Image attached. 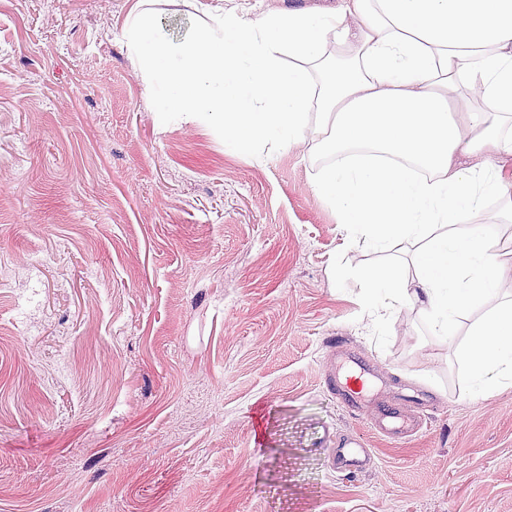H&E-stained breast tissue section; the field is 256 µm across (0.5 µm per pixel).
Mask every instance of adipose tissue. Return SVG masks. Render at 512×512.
<instances>
[{
    "label": "adipose tissue",
    "mask_w": 512,
    "mask_h": 512,
    "mask_svg": "<svg viewBox=\"0 0 512 512\" xmlns=\"http://www.w3.org/2000/svg\"><path fill=\"white\" fill-rule=\"evenodd\" d=\"M121 36L159 122L208 121L233 151L317 139L332 159L313 188L338 211L352 250L397 247L415 267L409 281L402 256L357 270L368 317L412 308L448 338L481 309L458 362L472 397L512 389L499 226L512 190L495 164L512 155V0H339L257 17L217 8L179 44L136 6ZM450 86L479 89L481 106L453 117ZM476 154L482 163L461 164ZM492 195L500 212L485 210ZM480 212L485 223L473 225Z\"/></svg>",
    "instance_id": "adipose-tissue-1"
}]
</instances>
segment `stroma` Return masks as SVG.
Segmentation results:
<instances>
[{"label": "stroma", "instance_id": "stroma-1", "mask_svg": "<svg viewBox=\"0 0 512 512\" xmlns=\"http://www.w3.org/2000/svg\"><path fill=\"white\" fill-rule=\"evenodd\" d=\"M136 0H0V512H512V390L361 280L312 140L251 153L161 125L121 39ZM163 39L197 0H151ZM428 407L396 443L324 383L331 337ZM375 464L331 469L323 437ZM325 444L332 448V465L344 476L366 472L373 463L370 448L357 436L329 432Z\"/></svg>", "mask_w": 512, "mask_h": 512}]
</instances>
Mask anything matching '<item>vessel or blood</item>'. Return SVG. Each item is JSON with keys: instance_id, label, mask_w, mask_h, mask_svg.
I'll use <instances>...</instances> for the list:
<instances>
[{"instance_id": "b4317fda", "label": "vessel or blood", "mask_w": 512, "mask_h": 512, "mask_svg": "<svg viewBox=\"0 0 512 512\" xmlns=\"http://www.w3.org/2000/svg\"><path fill=\"white\" fill-rule=\"evenodd\" d=\"M375 372L359 352L340 348L337 364L327 366L325 383L335 391L337 399L351 412L372 407L370 427L390 439H403L414 434L421 422L396 400L379 398L375 390ZM326 442L332 450V464L347 476L366 472L372 465V453L365 442L354 435L331 433Z\"/></svg>"}]
</instances>
